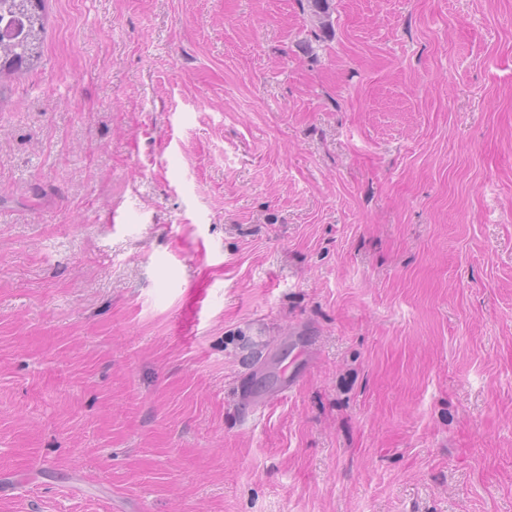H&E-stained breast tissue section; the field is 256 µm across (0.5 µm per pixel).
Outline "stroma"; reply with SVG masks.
<instances>
[{
    "label": "stroma",
    "mask_w": 512,
    "mask_h": 512,
    "mask_svg": "<svg viewBox=\"0 0 512 512\" xmlns=\"http://www.w3.org/2000/svg\"><path fill=\"white\" fill-rule=\"evenodd\" d=\"M43 13L0 512H512V0ZM303 11H306L312 22L314 37L321 38L332 27L333 0H299Z\"/></svg>",
    "instance_id": "35a3bbf8"
}]
</instances>
